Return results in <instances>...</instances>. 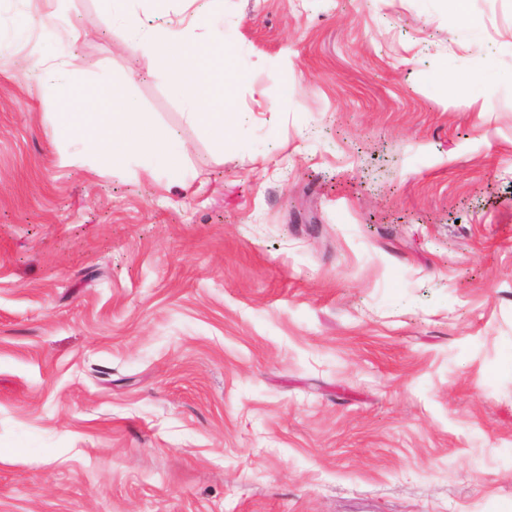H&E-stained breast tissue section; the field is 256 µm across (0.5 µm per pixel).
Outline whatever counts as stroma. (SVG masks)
<instances>
[{
  "label": "stroma",
  "instance_id": "obj_1",
  "mask_svg": "<svg viewBox=\"0 0 512 512\" xmlns=\"http://www.w3.org/2000/svg\"><path fill=\"white\" fill-rule=\"evenodd\" d=\"M153 8L0 0V512H512V0H213L221 145ZM48 14L183 181L62 164ZM126 43L134 53L165 60V80L186 104L189 120L219 131L224 139L227 113L218 111L243 73L224 31L215 29L207 42L196 43L188 28L157 23L142 32L139 24L131 23Z\"/></svg>",
  "mask_w": 512,
  "mask_h": 512
}]
</instances>
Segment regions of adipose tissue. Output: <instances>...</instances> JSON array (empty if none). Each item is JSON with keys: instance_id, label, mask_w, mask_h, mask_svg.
I'll return each instance as SVG.
<instances>
[{"instance_id": "adipose-tissue-1", "label": "adipose tissue", "mask_w": 512, "mask_h": 512, "mask_svg": "<svg viewBox=\"0 0 512 512\" xmlns=\"http://www.w3.org/2000/svg\"><path fill=\"white\" fill-rule=\"evenodd\" d=\"M126 43L134 53L165 60V80L186 104L192 123L225 131L222 107L242 71L223 31L214 30L207 42L197 44L190 29L158 23L144 31L134 23Z\"/></svg>"}]
</instances>
